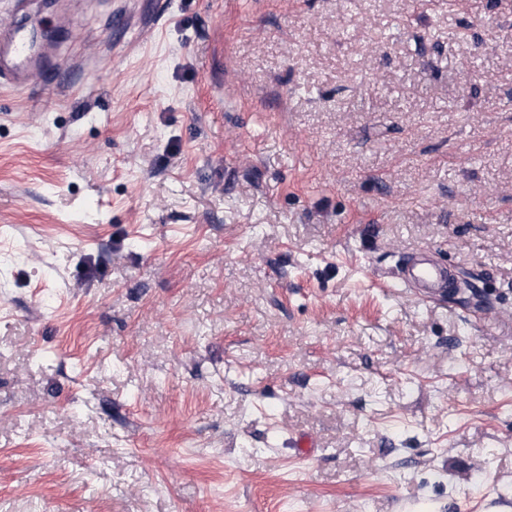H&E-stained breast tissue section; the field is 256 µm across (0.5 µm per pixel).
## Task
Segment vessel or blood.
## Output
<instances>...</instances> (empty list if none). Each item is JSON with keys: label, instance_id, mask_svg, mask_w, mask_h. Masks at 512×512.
Here are the masks:
<instances>
[{"label": "vessel or blood", "instance_id": "b4317fda", "mask_svg": "<svg viewBox=\"0 0 512 512\" xmlns=\"http://www.w3.org/2000/svg\"><path fill=\"white\" fill-rule=\"evenodd\" d=\"M0 4L23 18L16 28L0 31V90L27 92L49 84L62 60L55 43L38 40L34 25L27 21L29 0H0ZM456 272L435 252L421 251L410 254L390 279L419 299L435 302L452 290Z\"/></svg>", "mask_w": 512, "mask_h": 512}]
</instances>
